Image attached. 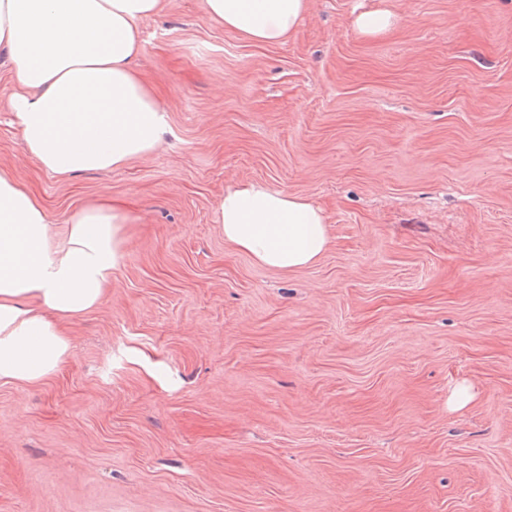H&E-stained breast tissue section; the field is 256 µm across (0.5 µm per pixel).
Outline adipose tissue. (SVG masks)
I'll list each match as a JSON object with an SVG mask.
<instances>
[{"label": "adipose tissue", "instance_id": "1", "mask_svg": "<svg viewBox=\"0 0 512 512\" xmlns=\"http://www.w3.org/2000/svg\"><path fill=\"white\" fill-rule=\"evenodd\" d=\"M209 20L267 45L285 42L308 0H202ZM161 0H0V48L13 62L7 101L29 153L66 178L115 171L152 153L168 114L132 61L140 22ZM130 215L104 204L76 209L63 232L23 185L0 171V381L34 384L72 349L68 325L102 303L124 255ZM226 242L266 268L316 262L328 233L313 202L250 182L217 205Z\"/></svg>", "mask_w": 512, "mask_h": 512}]
</instances>
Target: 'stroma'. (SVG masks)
<instances>
[{
  "mask_svg": "<svg viewBox=\"0 0 512 512\" xmlns=\"http://www.w3.org/2000/svg\"><path fill=\"white\" fill-rule=\"evenodd\" d=\"M140 30L169 128L66 180L0 50V170L55 226L132 216L60 371L0 383V512H512V0H309L277 45L164 0ZM249 181L323 208L314 264L225 242ZM393 24L390 14L383 11H369L358 16L357 28L365 34H380L388 31Z\"/></svg>",
  "mask_w": 512,
  "mask_h": 512,
  "instance_id": "35a3bbf8",
  "label": "stroma"
}]
</instances>
